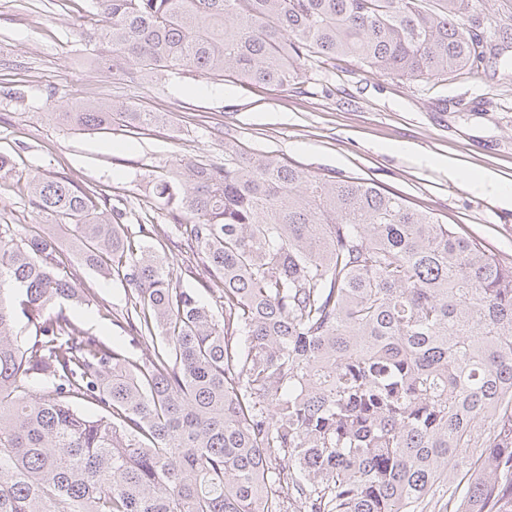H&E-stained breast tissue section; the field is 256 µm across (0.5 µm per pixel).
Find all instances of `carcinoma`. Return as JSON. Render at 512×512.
<instances>
[{"mask_svg": "<svg viewBox=\"0 0 512 512\" xmlns=\"http://www.w3.org/2000/svg\"><path fill=\"white\" fill-rule=\"evenodd\" d=\"M469 2L94 0L81 40L132 83L288 86L338 55L430 79L485 61ZM24 187L33 226L0 224V512H512V263L374 183L232 140L154 182L173 224L138 225L149 249L68 176ZM174 250L212 304L176 285ZM77 264L121 282L141 355L72 322L99 304Z\"/></svg>", "mask_w": 512, "mask_h": 512, "instance_id": "1", "label": "carcinoma"}]
</instances>
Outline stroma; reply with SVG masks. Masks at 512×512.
<instances>
[{"instance_id":"obj_1","label":"stroma","mask_w":512,"mask_h":512,"mask_svg":"<svg viewBox=\"0 0 512 512\" xmlns=\"http://www.w3.org/2000/svg\"><path fill=\"white\" fill-rule=\"evenodd\" d=\"M91 9L92 0H0V153L19 171L63 173L104 191L123 201L129 225L165 224L168 210L149 197L148 181L181 158L223 162L234 140L314 173L375 181L512 262V203L467 186L482 174L512 192V46L477 72L428 81L339 57L286 87L194 71L133 84L85 54L79 33ZM83 100L168 121L131 133L53 118Z\"/></svg>"}]
</instances>
